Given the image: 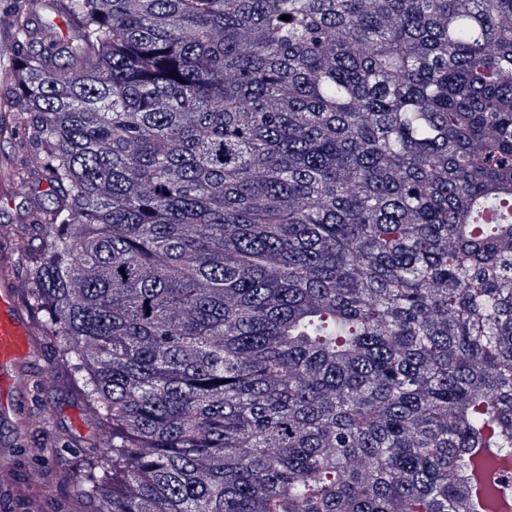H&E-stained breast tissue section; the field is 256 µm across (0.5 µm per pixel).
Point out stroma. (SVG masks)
<instances>
[{
	"instance_id": "1",
	"label": "stroma",
	"mask_w": 512,
	"mask_h": 512,
	"mask_svg": "<svg viewBox=\"0 0 512 512\" xmlns=\"http://www.w3.org/2000/svg\"><path fill=\"white\" fill-rule=\"evenodd\" d=\"M54 200L46 183H34L25 191H11L0 196V224H22L37 206H52ZM40 354L28 375L41 381V388L29 391L32 410L49 409L51 420L41 430L13 433L11 427L0 430V436L18 450V481H26L31 471L41 472L53 484L55 495L42 504V512H64L65 504L77 503L80 512H96L93 498L80 495L77 482L79 465L96 444L102 429L100 420L86 410L81 392L68 369L59 364L52 340L40 342ZM48 445L45 456H31V449Z\"/></svg>"
}]
</instances>
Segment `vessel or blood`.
<instances>
[{
	"label": "vessel or blood",
	"instance_id": "b4317fda",
	"mask_svg": "<svg viewBox=\"0 0 512 512\" xmlns=\"http://www.w3.org/2000/svg\"><path fill=\"white\" fill-rule=\"evenodd\" d=\"M17 257L9 241L0 242V388L24 374L38 346L34 318L21 299L15 276ZM12 451H0V505L15 494Z\"/></svg>",
	"mask_w": 512,
	"mask_h": 512
}]
</instances>
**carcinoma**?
<instances>
[{
	"label": "carcinoma",
	"instance_id": "carcinoma-1",
	"mask_svg": "<svg viewBox=\"0 0 512 512\" xmlns=\"http://www.w3.org/2000/svg\"><path fill=\"white\" fill-rule=\"evenodd\" d=\"M43 9L0 121L55 202L0 231L97 512H469L512 460V0H56L62 63ZM55 19V21H53ZM52 20L57 27L58 42L60 47L61 61L65 60L76 46V40L73 32L67 27L61 18L55 16L50 7H47L41 16L34 20L35 24H42L44 21Z\"/></svg>",
	"mask_w": 512,
	"mask_h": 512
}]
</instances>
